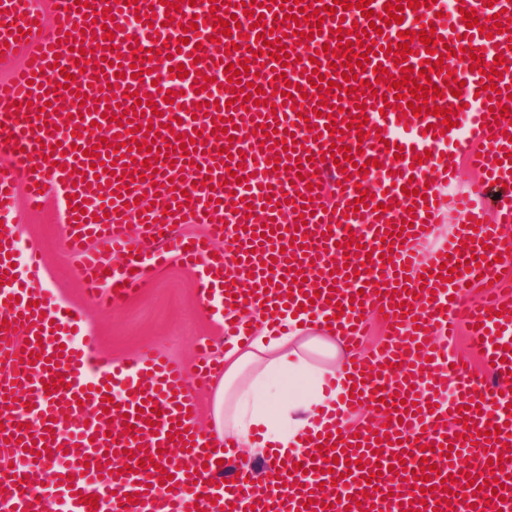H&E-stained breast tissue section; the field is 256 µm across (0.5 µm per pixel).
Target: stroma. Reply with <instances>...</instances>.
Wrapping results in <instances>:
<instances>
[{
	"mask_svg": "<svg viewBox=\"0 0 512 512\" xmlns=\"http://www.w3.org/2000/svg\"><path fill=\"white\" fill-rule=\"evenodd\" d=\"M20 246L37 245L44 270L43 286L63 304L79 309L88 335L113 362L135 358L155 347L192 366L198 338L216 335L217 326L205 316L196 285L179 264L151 268V286L118 306L101 310L83 296L79 259L63 243L64 227L51 211L33 214L17 230Z\"/></svg>",
	"mask_w": 512,
	"mask_h": 512,
	"instance_id": "1",
	"label": "stroma"
}]
</instances>
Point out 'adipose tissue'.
<instances>
[{
	"label": "adipose tissue",
	"instance_id": "obj_1",
	"mask_svg": "<svg viewBox=\"0 0 512 512\" xmlns=\"http://www.w3.org/2000/svg\"><path fill=\"white\" fill-rule=\"evenodd\" d=\"M280 332H260L224 352V374L214 394L216 432L237 440L258 460L270 452L287 456L320 429L344 400L349 365L341 361L334 337L313 331L293 316ZM302 381L292 394L284 379Z\"/></svg>",
	"mask_w": 512,
	"mask_h": 512
}]
</instances>
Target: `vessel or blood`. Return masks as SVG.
<instances>
[{"label":"vessel or blood","mask_w":512,"mask_h":512,"mask_svg":"<svg viewBox=\"0 0 512 512\" xmlns=\"http://www.w3.org/2000/svg\"><path fill=\"white\" fill-rule=\"evenodd\" d=\"M395 2L320 18L333 0H0V512H512V0H426L385 23ZM426 23L436 54L389 52ZM356 27L381 50L347 81L337 37ZM423 69L449 119L409 112L401 79ZM464 166L483 182L459 192ZM47 205L103 307L174 258L228 341L250 338L242 309L302 307L353 344L383 309L388 335L354 359L341 414L369 403L384 424L270 455L257 495L234 441L197 426L220 341L201 340L191 372L155 350L102 356L19 251L16 225ZM452 212L459 227L429 246ZM473 287L482 302L462 307ZM461 328L499 383L436 343Z\"/></svg>","instance_id":"b4317fda"}]
</instances>
